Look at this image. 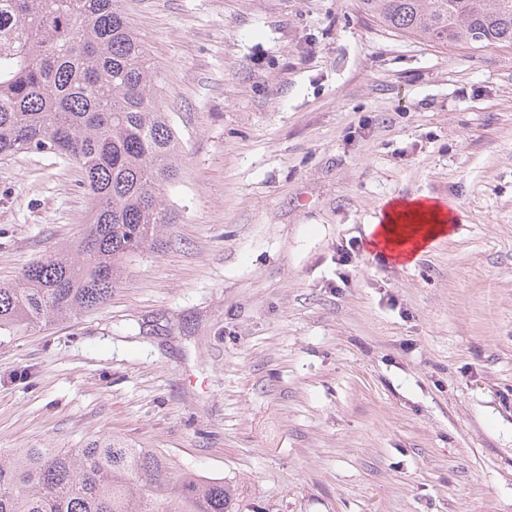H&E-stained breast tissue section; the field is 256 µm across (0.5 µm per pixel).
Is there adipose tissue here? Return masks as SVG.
<instances>
[{"label": "adipose tissue", "instance_id": "obj_1", "mask_svg": "<svg viewBox=\"0 0 512 512\" xmlns=\"http://www.w3.org/2000/svg\"><path fill=\"white\" fill-rule=\"evenodd\" d=\"M457 217L452 209L425 198L387 204L384 219L370 229V247L395 261L422 255L434 240L450 232Z\"/></svg>", "mask_w": 512, "mask_h": 512}]
</instances>
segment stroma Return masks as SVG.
I'll use <instances>...</instances> for the list:
<instances>
[{"instance_id": "1", "label": "stroma", "mask_w": 512, "mask_h": 512, "mask_svg": "<svg viewBox=\"0 0 512 512\" xmlns=\"http://www.w3.org/2000/svg\"><path fill=\"white\" fill-rule=\"evenodd\" d=\"M122 8L181 140L177 221L108 305L0 341V451L118 435L243 512H512V50L358 0ZM81 181L0 160V281L80 237ZM421 195L456 206L445 238L410 265L365 247Z\"/></svg>"}]
</instances>
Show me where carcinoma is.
Returning <instances> with one entry per match:
<instances>
[{
  "mask_svg": "<svg viewBox=\"0 0 512 512\" xmlns=\"http://www.w3.org/2000/svg\"><path fill=\"white\" fill-rule=\"evenodd\" d=\"M120 0H0V159L78 166L82 236L0 283V339L100 309L176 223L164 194L180 141L155 64ZM380 26L432 46L512 49V0H361ZM0 512H242L237 487L114 435L0 453Z\"/></svg>",
  "mask_w": 512,
  "mask_h": 512,
  "instance_id": "obj_1",
  "label": "carcinoma"
}]
</instances>
